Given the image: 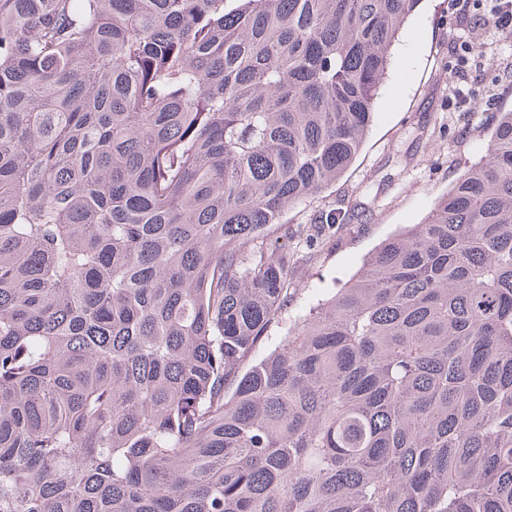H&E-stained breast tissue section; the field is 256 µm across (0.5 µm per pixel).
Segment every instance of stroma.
I'll use <instances>...</instances> for the list:
<instances>
[{
    "instance_id": "35a3bbf8",
    "label": "stroma",
    "mask_w": 512,
    "mask_h": 512,
    "mask_svg": "<svg viewBox=\"0 0 512 512\" xmlns=\"http://www.w3.org/2000/svg\"><path fill=\"white\" fill-rule=\"evenodd\" d=\"M456 0H423L391 49L374 119L347 172L285 211L296 230L334 208L347 222L300 267L290 313L305 311L359 271L386 238L424 221L473 163L487 155L494 112L512 108V56L471 62L462 84L472 111L456 110L448 78L459 67Z\"/></svg>"
}]
</instances>
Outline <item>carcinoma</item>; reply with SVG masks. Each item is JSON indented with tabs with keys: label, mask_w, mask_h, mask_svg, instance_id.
Returning <instances> with one entry per match:
<instances>
[{
	"label": "carcinoma",
	"mask_w": 512,
	"mask_h": 512,
	"mask_svg": "<svg viewBox=\"0 0 512 512\" xmlns=\"http://www.w3.org/2000/svg\"><path fill=\"white\" fill-rule=\"evenodd\" d=\"M420 2L0 0V512H512V110L254 357Z\"/></svg>",
	"instance_id": "obj_1"
}]
</instances>
